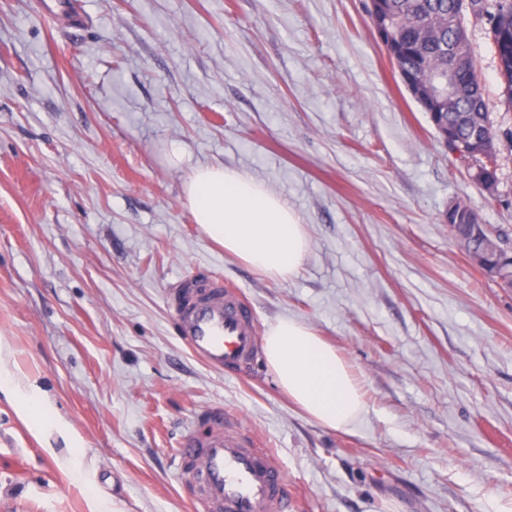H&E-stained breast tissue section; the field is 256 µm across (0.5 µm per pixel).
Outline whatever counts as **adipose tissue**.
<instances>
[{"label":"adipose tissue","mask_w":512,"mask_h":512,"mask_svg":"<svg viewBox=\"0 0 512 512\" xmlns=\"http://www.w3.org/2000/svg\"><path fill=\"white\" fill-rule=\"evenodd\" d=\"M185 198L195 223L244 265L275 282L299 271L309 250L304 226L263 183L203 165L190 174ZM264 354L280 389L318 424L348 431L365 413L352 367L305 323L278 320L265 336Z\"/></svg>","instance_id":"adipose-tissue-1"}]
</instances>
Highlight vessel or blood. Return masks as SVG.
<instances>
[{
	"label": "vessel or blood",
	"mask_w": 512,
	"mask_h": 512,
	"mask_svg": "<svg viewBox=\"0 0 512 512\" xmlns=\"http://www.w3.org/2000/svg\"><path fill=\"white\" fill-rule=\"evenodd\" d=\"M172 328L209 368L242 375L260 357L254 308L223 277L177 279L167 292ZM181 487L195 512H294L279 455L243 436L220 406L195 411L177 447Z\"/></svg>",
	"instance_id": "obj_1"
}]
</instances>
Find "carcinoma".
<instances>
[{"label":"carcinoma","mask_w":512,"mask_h":512,"mask_svg":"<svg viewBox=\"0 0 512 512\" xmlns=\"http://www.w3.org/2000/svg\"><path fill=\"white\" fill-rule=\"evenodd\" d=\"M403 44L399 66L416 79L439 77L450 90L443 111L429 113L432 124L448 128L454 143L470 141L485 131L488 153L498 154L503 142L512 144V131L502 135L488 124L482 81L473 62L467 18L488 26L491 49L500 53L498 74L506 100L512 104V0H384ZM449 228L465 253L480 254L512 276V249L507 242L485 233L473 210L459 202L448 210Z\"/></svg>","instance_id":"cac0c4a2"}]
</instances>
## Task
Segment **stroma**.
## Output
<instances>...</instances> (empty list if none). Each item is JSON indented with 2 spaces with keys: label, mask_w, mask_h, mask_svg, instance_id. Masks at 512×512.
<instances>
[{
  "label": "stroma",
  "mask_w": 512,
  "mask_h": 512,
  "mask_svg": "<svg viewBox=\"0 0 512 512\" xmlns=\"http://www.w3.org/2000/svg\"><path fill=\"white\" fill-rule=\"evenodd\" d=\"M82 5L72 28L0 0V346L33 411L81 442L0 392V512H192L175 448L210 404L278 452L300 512H512V289L445 219L463 201L512 238V147L493 196L450 162L368 0ZM470 38L512 130L485 27ZM211 163L298 213L295 276L270 281L199 230L184 187ZM200 272L238 286L261 330L295 318L341 352L366 393L351 431L305 416L266 362L228 376L190 354L166 291Z\"/></svg>",
  "instance_id": "1"
}]
</instances>
